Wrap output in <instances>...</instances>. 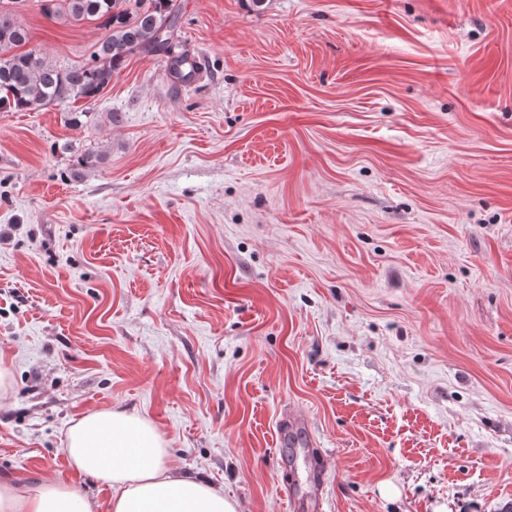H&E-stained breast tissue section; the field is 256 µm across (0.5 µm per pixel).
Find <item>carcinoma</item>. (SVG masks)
<instances>
[{
  "instance_id": "cac0c4a2",
  "label": "carcinoma",
  "mask_w": 512,
  "mask_h": 512,
  "mask_svg": "<svg viewBox=\"0 0 512 512\" xmlns=\"http://www.w3.org/2000/svg\"><path fill=\"white\" fill-rule=\"evenodd\" d=\"M19 2L0 0L1 111H32L98 97L128 57L171 52L180 10L177 0H41L48 17L59 13L76 22L100 20L106 31L87 62L59 68L35 51L21 50L30 33L4 8Z\"/></svg>"
}]
</instances>
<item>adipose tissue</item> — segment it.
Wrapping results in <instances>:
<instances>
[{
	"mask_svg": "<svg viewBox=\"0 0 512 512\" xmlns=\"http://www.w3.org/2000/svg\"><path fill=\"white\" fill-rule=\"evenodd\" d=\"M65 454L78 472L112 489L109 512H238L205 479L176 473L153 424L123 410H99L68 431ZM0 512H94L81 491L43 479L0 484Z\"/></svg>",
	"mask_w": 512,
	"mask_h": 512,
	"instance_id": "ef3b65f1",
	"label": "adipose tissue"
}]
</instances>
